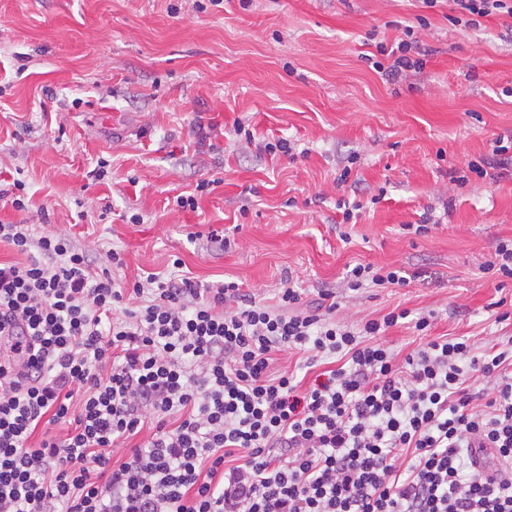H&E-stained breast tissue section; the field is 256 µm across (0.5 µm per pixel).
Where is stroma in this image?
<instances>
[{
	"label": "stroma",
	"instance_id": "1",
	"mask_svg": "<svg viewBox=\"0 0 512 512\" xmlns=\"http://www.w3.org/2000/svg\"><path fill=\"white\" fill-rule=\"evenodd\" d=\"M449 13L446 0H0V190L22 182L29 202L0 201V221L120 250L129 281H236L271 304L290 277L304 300L334 292L355 327L431 314L428 331L383 335L404 355L442 336L478 354L506 343L512 280L485 265L512 239V174L468 164L512 138V18L468 28ZM409 26L423 70H373ZM275 136L294 154H269ZM203 179L197 209L178 207ZM359 263L409 283L349 297Z\"/></svg>",
	"mask_w": 512,
	"mask_h": 512
}]
</instances>
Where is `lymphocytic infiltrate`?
I'll return each instance as SVG.
<instances>
[{"label":"lymphocytic infiltrate","mask_w":512,"mask_h":512,"mask_svg":"<svg viewBox=\"0 0 512 512\" xmlns=\"http://www.w3.org/2000/svg\"><path fill=\"white\" fill-rule=\"evenodd\" d=\"M2 243L28 260L0 263V512H512V339L402 357L405 310L352 328L291 282L125 286L121 252ZM291 351L335 366L302 386L271 371Z\"/></svg>","instance_id":"obj_1"}]
</instances>
